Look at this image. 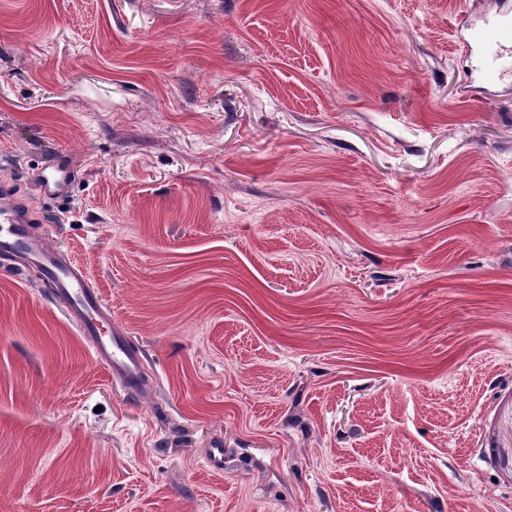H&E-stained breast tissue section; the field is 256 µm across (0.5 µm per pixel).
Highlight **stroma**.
I'll return each mask as SVG.
<instances>
[{"label":"stroma","mask_w":512,"mask_h":512,"mask_svg":"<svg viewBox=\"0 0 512 512\" xmlns=\"http://www.w3.org/2000/svg\"><path fill=\"white\" fill-rule=\"evenodd\" d=\"M495 19L0 0V178L144 371L0 264V512H512V75L459 48ZM75 179L76 171L71 167L67 154L53 157L29 174L30 183L44 196L66 193Z\"/></svg>","instance_id":"obj_1"}]
</instances>
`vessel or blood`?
<instances>
[{"mask_svg":"<svg viewBox=\"0 0 512 512\" xmlns=\"http://www.w3.org/2000/svg\"><path fill=\"white\" fill-rule=\"evenodd\" d=\"M512 37V25L496 24L474 29L473 43L493 48ZM76 179L67 155L61 154L32 170L29 180L39 194L66 193ZM29 206L20 201L9 180L0 181V258L20 267H36L50 295L64 305L80 334L93 345L96 362L112 375L126 381L131 390L141 385L142 361L128 344L112 315L104 306L101 293L94 288L87 272L59 247L40 242L31 226Z\"/></svg>","mask_w":512,"mask_h":512,"instance_id":"b4317fda","label":"vessel or blood"}]
</instances>
